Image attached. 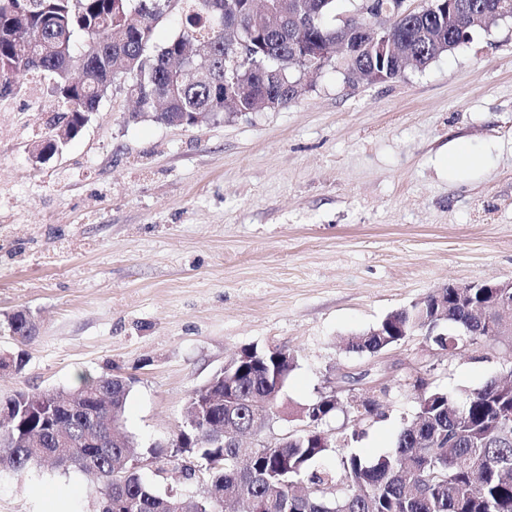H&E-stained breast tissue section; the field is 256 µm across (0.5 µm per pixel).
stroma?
I'll return each instance as SVG.
<instances>
[{
    "label": "stroma",
    "instance_id": "obj_1",
    "mask_svg": "<svg viewBox=\"0 0 512 512\" xmlns=\"http://www.w3.org/2000/svg\"><path fill=\"white\" fill-rule=\"evenodd\" d=\"M298 95L266 112L195 127L131 120L113 86L82 132L47 163L32 145L60 106L16 102L0 122V399L133 378L122 429L175 438L186 401L245 348H284L296 367L281 394L304 405L340 374L385 380L383 419L354 444L391 449L422 377L458 401L512 363L414 336L379 356L344 339L451 282L512 280V20L375 83L337 62L297 74ZM468 142L480 163L449 179ZM35 320L21 341L5 318ZM95 512L78 472L32 466L0 475V512ZM475 155L472 153L467 143L463 141L455 142L448 150L444 163L448 168V177L460 166L467 165L474 160Z\"/></svg>",
    "mask_w": 512,
    "mask_h": 512
}]
</instances>
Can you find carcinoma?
<instances>
[{
	"instance_id": "cac0c4a2",
	"label": "carcinoma",
	"mask_w": 512,
	"mask_h": 512,
	"mask_svg": "<svg viewBox=\"0 0 512 512\" xmlns=\"http://www.w3.org/2000/svg\"><path fill=\"white\" fill-rule=\"evenodd\" d=\"M336 2L261 0L252 11L248 0H178L181 29L158 46L155 31L171 0H0V95L14 92V75L44 74L61 106L51 130L66 122L69 140L81 131L83 114L97 111L117 82L127 85L136 103L134 117L168 125L273 110L297 96L292 71L304 66L299 42L333 46L332 57L351 74L371 69L370 53L354 55L343 44ZM481 14L461 21L451 35L428 8L395 22L387 31L403 56L393 58L382 80L469 42L494 21ZM487 293L470 289L462 306L450 288L439 299L431 291L348 339L345 350L374 356L422 335L450 356L462 347L478 353L484 327L475 323L466 335L462 329L468 308L487 306ZM243 353L247 360L232 367L235 375L220 374L189 395L185 420L167 445L145 446L126 436L99 443L90 415L122 419L131 386L119 375L84 381L68 392L19 390L0 401V413L10 415L0 426V473L21 476L47 459L75 468L89 481L98 512H171V504L183 500L157 492L134 471L133 463L144 457L153 458L159 473L179 467L185 482L207 483L191 512H224L217 491L251 512H512V387L504 381L493 378L455 403L447 392L415 380L416 413L403 423L394 449L374 458L344 453L334 468L322 461L359 441L383 412L376 398L357 409L326 393L300 408L298 432L249 449L242 465L240 441L220 434L223 410L207 414L202 408L213 394L230 390L238 403V433L258 435L257 412L275 416L295 367L291 355L285 361L272 350ZM344 407L361 425L323 436V423ZM117 471L125 475L122 484L115 482Z\"/></svg>"
}]
</instances>
